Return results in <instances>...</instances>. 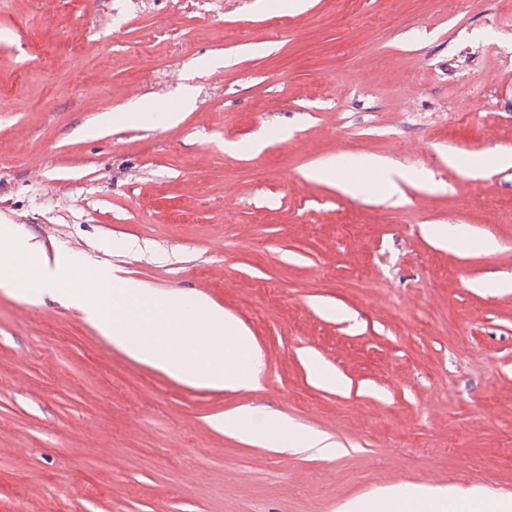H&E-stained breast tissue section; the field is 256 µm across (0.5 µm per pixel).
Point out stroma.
<instances>
[{"instance_id":"1","label":"stroma","mask_w":512,"mask_h":512,"mask_svg":"<svg viewBox=\"0 0 512 512\" xmlns=\"http://www.w3.org/2000/svg\"><path fill=\"white\" fill-rule=\"evenodd\" d=\"M305 3L0 0V224L205 297L263 357L257 389L194 388L0 288V512H340L405 484L512 504V166L485 164L512 153V0ZM371 155L395 193L309 177ZM245 406L339 451L212 426ZM431 234L443 245L448 247H459L467 239V233L463 226L439 224L430 229Z\"/></svg>"}]
</instances>
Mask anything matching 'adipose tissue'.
Segmentation results:
<instances>
[{
  "mask_svg": "<svg viewBox=\"0 0 512 512\" xmlns=\"http://www.w3.org/2000/svg\"><path fill=\"white\" fill-rule=\"evenodd\" d=\"M346 168L351 170L352 175L344 180L341 179L340 173ZM314 175L327 183L341 182L344 192L356 197L369 188L377 178L388 188H395L400 173L374 157H361L352 162L339 157L319 164L314 170ZM217 423L223 427L225 433L277 451L316 448L325 455L335 452L334 443L328 442L326 438L280 420L263 429L253 428L251 410L247 407L225 413L224 417L218 418ZM454 499V494L440 488L422 486L410 490L398 487L380 495L351 501L346 506V512H448V507Z\"/></svg>",
  "mask_w": 512,
  "mask_h": 512,
  "instance_id": "1",
  "label": "adipose tissue"
}]
</instances>
